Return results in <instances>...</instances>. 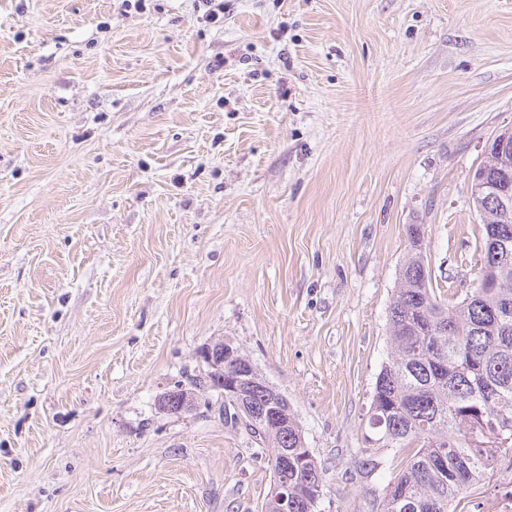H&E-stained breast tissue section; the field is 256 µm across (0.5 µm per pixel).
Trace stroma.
I'll use <instances>...</instances> for the list:
<instances>
[{"instance_id": "1", "label": "stroma", "mask_w": 512, "mask_h": 512, "mask_svg": "<svg viewBox=\"0 0 512 512\" xmlns=\"http://www.w3.org/2000/svg\"><path fill=\"white\" fill-rule=\"evenodd\" d=\"M0 0V512H258L268 451L155 399L230 340L288 399L324 512L360 472L388 310L480 274L471 176L512 126V0Z\"/></svg>"}]
</instances>
